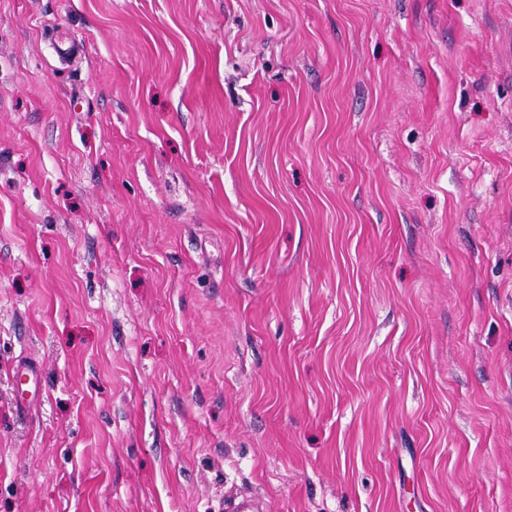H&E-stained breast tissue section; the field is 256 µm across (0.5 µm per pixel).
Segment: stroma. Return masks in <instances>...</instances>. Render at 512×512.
Returning <instances> with one entry per match:
<instances>
[{
	"label": "stroma",
	"mask_w": 512,
	"mask_h": 512,
	"mask_svg": "<svg viewBox=\"0 0 512 512\" xmlns=\"http://www.w3.org/2000/svg\"><path fill=\"white\" fill-rule=\"evenodd\" d=\"M233 497L512 512V0H0V512ZM17 375L22 387L16 402L17 411L24 413L27 410L30 400H32L39 392L40 383L35 368L23 363L17 369Z\"/></svg>",
	"instance_id": "obj_1"
}]
</instances>
